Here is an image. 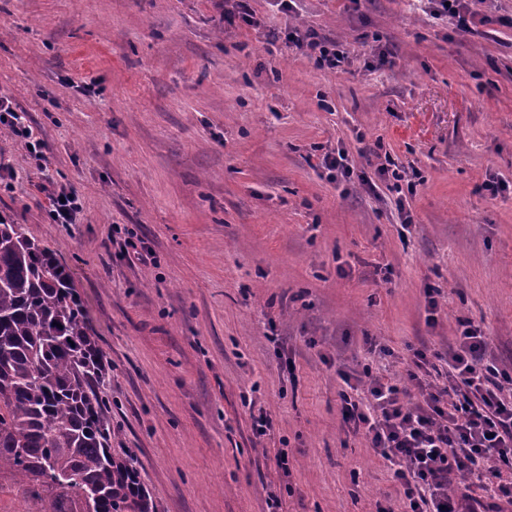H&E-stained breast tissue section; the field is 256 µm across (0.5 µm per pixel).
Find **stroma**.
<instances>
[{"label":"stroma","mask_w":512,"mask_h":512,"mask_svg":"<svg viewBox=\"0 0 512 512\" xmlns=\"http://www.w3.org/2000/svg\"><path fill=\"white\" fill-rule=\"evenodd\" d=\"M250 6L259 26L228 33L212 0H0V93L49 159L0 137V214L72 271L112 445L157 512L396 508L382 460L342 428L336 368L400 381L417 349L444 368L461 320L512 367V191L481 188L512 183V0L482 6L508 24L462 40L409 0ZM289 24L359 53L318 69L275 41ZM379 45L395 64L368 70ZM377 142L425 179L409 229L384 181L318 166L337 147L361 165ZM47 178L79 192V223H50ZM131 235L147 260L121 258Z\"/></svg>","instance_id":"1"}]
</instances>
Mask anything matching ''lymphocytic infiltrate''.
<instances>
[{"label": "lymphocytic infiltrate", "mask_w": 512, "mask_h": 512, "mask_svg": "<svg viewBox=\"0 0 512 512\" xmlns=\"http://www.w3.org/2000/svg\"><path fill=\"white\" fill-rule=\"evenodd\" d=\"M481 0H420L423 12L446 18L456 36L492 25ZM283 43L336 71L357 49L352 40H328L315 30L286 26ZM429 360L416 353L410 389L374 373L339 370L344 383L362 387L364 398L343 396L349 431L363 434L386 464L404 512H512V368L499 364L490 338L472 321L459 323L448 353V380L430 379Z\"/></svg>", "instance_id": "1"}]
</instances>
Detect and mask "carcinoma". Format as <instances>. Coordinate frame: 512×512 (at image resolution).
Wrapping results in <instances>:
<instances>
[{"label":"carcinoma","mask_w":512,"mask_h":512,"mask_svg":"<svg viewBox=\"0 0 512 512\" xmlns=\"http://www.w3.org/2000/svg\"><path fill=\"white\" fill-rule=\"evenodd\" d=\"M106 366L74 277L0 218V496L22 512H156L112 447Z\"/></svg>","instance_id":"carcinoma-1"}]
</instances>
